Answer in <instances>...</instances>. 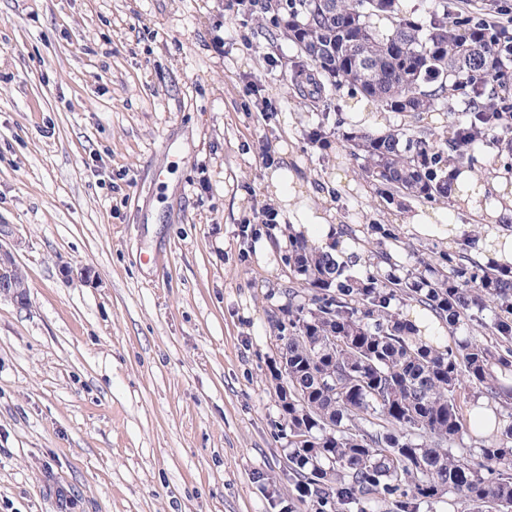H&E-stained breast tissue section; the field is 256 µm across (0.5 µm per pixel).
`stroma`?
<instances>
[{
  "mask_svg": "<svg viewBox=\"0 0 512 512\" xmlns=\"http://www.w3.org/2000/svg\"><path fill=\"white\" fill-rule=\"evenodd\" d=\"M297 48L228 0H0V222L29 288L0 293V512H273L272 376L288 223L272 172L332 224L462 218L389 205L288 88ZM323 127L325 144L310 139Z\"/></svg>",
  "mask_w": 512,
  "mask_h": 512,
  "instance_id": "obj_1",
  "label": "stroma"
}]
</instances>
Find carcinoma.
I'll return each mask as SVG.
<instances>
[{
	"label": "carcinoma",
	"mask_w": 512,
	"mask_h": 512,
	"mask_svg": "<svg viewBox=\"0 0 512 512\" xmlns=\"http://www.w3.org/2000/svg\"><path fill=\"white\" fill-rule=\"evenodd\" d=\"M511 10L508 0L479 15L434 0L424 16L399 0H264L259 21L300 50L290 86L302 103L326 110L347 87L410 118L342 133L377 197L453 205L471 189L461 171L512 174V33L487 22ZM429 112L446 124L423 125ZM366 230L376 250L356 270L330 247L289 241L288 267L310 292L288 287L276 320L288 480L310 512H423L447 497L468 512H512V411H496L512 405V265L470 257L492 226L476 220L446 250L399 258L394 225ZM405 302L455 346L421 336ZM481 398L497 418L487 436ZM466 436L479 445L453 453Z\"/></svg>",
	"instance_id": "obj_1"
}]
</instances>
